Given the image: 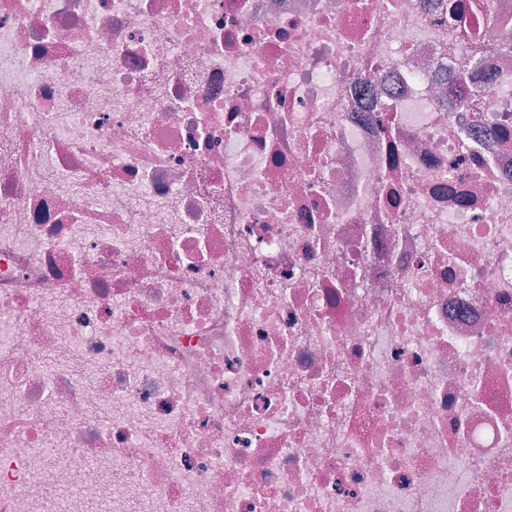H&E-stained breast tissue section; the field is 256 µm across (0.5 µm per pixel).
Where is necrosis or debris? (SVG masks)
<instances>
[{
    "label": "necrosis or debris",
    "instance_id": "1",
    "mask_svg": "<svg viewBox=\"0 0 512 512\" xmlns=\"http://www.w3.org/2000/svg\"><path fill=\"white\" fill-rule=\"evenodd\" d=\"M512 0H0V512H512Z\"/></svg>",
    "mask_w": 512,
    "mask_h": 512
}]
</instances>
